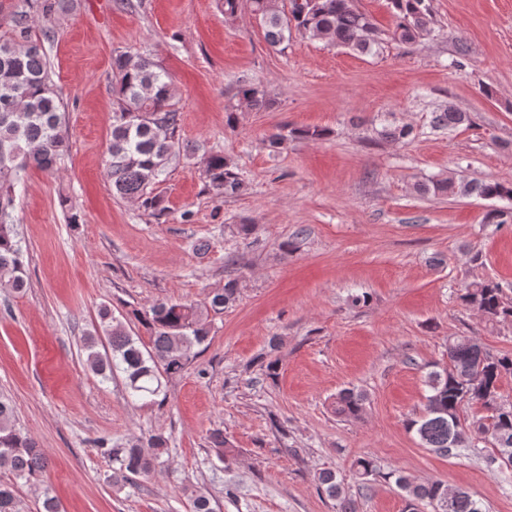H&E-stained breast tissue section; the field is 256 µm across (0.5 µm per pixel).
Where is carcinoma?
I'll return each mask as SVG.
<instances>
[{
    "label": "carcinoma",
    "instance_id": "obj_1",
    "mask_svg": "<svg viewBox=\"0 0 512 512\" xmlns=\"http://www.w3.org/2000/svg\"><path fill=\"white\" fill-rule=\"evenodd\" d=\"M290 11L278 0H221L224 19L237 17L244 9L265 27V39L272 47L288 43L296 32L331 44L376 54L382 48L379 29L355 0H290ZM395 26L390 39L411 44L431 33L428 0H390ZM112 125L107 149V176L112 190L122 198L135 199L154 216L167 210L164 196L158 191L173 161L186 152L180 135V113L171 103L173 86L167 71L143 55L127 52L112 58ZM239 101L256 111L274 107L275 100L265 90L253 85L237 87ZM63 112L43 41L29 34L27 16L15 18V37L0 39V282L20 290L24 288L23 244L16 230L14 197L16 188L25 182L28 170L51 171L57 160L69 151L63 130ZM434 126L457 128L471 124L466 112L450 107L434 114ZM413 134L409 125L384 126L378 135L390 141H403ZM319 140L321 128L293 129L286 135L272 133L269 146L281 149L288 136ZM204 178L218 198L241 192L242 181L235 166L221 155L206 159ZM451 178L436 179L418 190L434 195L455 192ZM469 191L489 199L505 201L508 206L485 216L489 224L512 222V183L489 180L466 186ZM236 283L232 280L210 293L200 303L161 301L144 310L138 318L149 331L145 345L128 334L123 323L112 316L110 308L99 310L101 330L82 338L89 369L109 382L116 373L124 375L125 387L133 399L145 404L158 403L163 381L181 374L197 355L195 348L209 337L207 320L221 314L236 300ZM464 304L491 322L512 321V302L504 297L503 287L493 280L468 284L460 295ZM107 336L110 350H97L101 336ZM448 362L435 364L428 373L429 388L421 414L407 421L420 445L444 456L455 457L479 453L469 439L456 440L458 429L466 428L462 418L465 406L484 405L486 395L499 391L500 380L512 375V355L492 356L472 336H450L446 346ZM364 392L344 388L336 395V415L356 419L363 411ZM474 439L491 445L485 456L488 467H496L506 484L512 483V471L501 469L499 455L512 459V403L503 404L493 427L482 418L472 422ZM169 437L154 433L128 448H112L108 441L98 443L101 453L116 465L122 481L130 476H147L155 461L168 452ZM47 461L35 443L15 424L14 407L0 398V512H23L16 494L19 482L33 484L40 479ZM362 483L380 474L371 458L354 462ZM318 486L338 503L337 512H358L357 501L347 496L331 470L317 475ZM396 483L405 491L408 512L419 505L434 506L435 512H483L480 503L466 490L452 492L439 481L414 484L404 476Z\"/></svg>",
    "mask_w": 512,
    "mask_h": 512
}]
</instances>
